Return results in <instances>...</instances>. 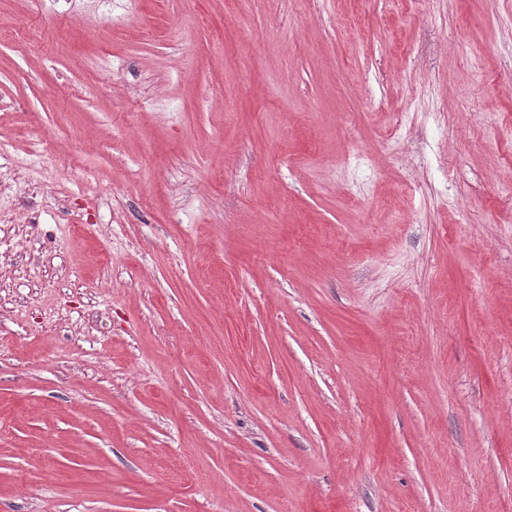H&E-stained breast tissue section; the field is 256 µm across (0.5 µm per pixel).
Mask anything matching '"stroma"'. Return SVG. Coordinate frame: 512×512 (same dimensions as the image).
Here are the masks:
<instances>
[{
    "mask_svg": "<svg viewBox=\"0 0 512 512\" xmlns=\"http://www.w3.org/2000/svg\"><path fill=\"white\" fill-rule=\"evenodd\" d=\"M0 512H512V0H0Z\"/></svg>",
    "mask_w": 512,
    "mask_h": 512,
    "instance_id": "1",
    "label": "stroma"
}]
</instances>
